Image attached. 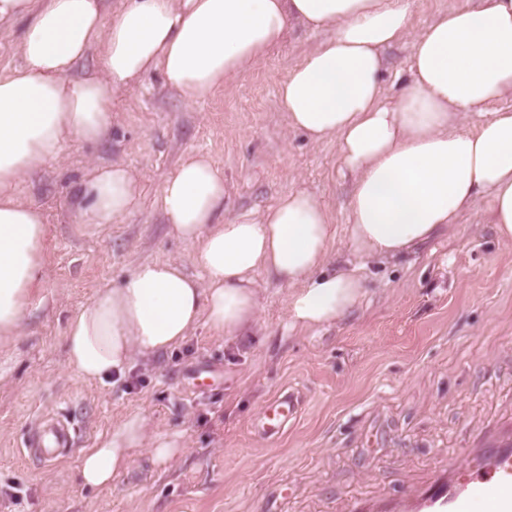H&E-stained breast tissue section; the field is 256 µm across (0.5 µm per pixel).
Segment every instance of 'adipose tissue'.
Wrapping results in <instances>:
<instances>
[{
  "instance_id": "adipose-tissue-1",
  "label": "adipose tissue",
  "mask_w": 512,
  "mask_h": 512,
  "mask_svg": "<svg viewBox=\"0 0 512 512\" xmlns=\"http://www.w3.org/2000/svg\"><path fill=\"white\" fill-rule=\"evenodd\" d=\"M20 23L22 62L0 75V339L17 335L39 295L46 228L15 195L19 179L58 159L65 142H95L111 127L112 99L156 72L197 98L246 76L291 23L329 36L310 48L279 87L290 129L335 141L352 177L344 243L311 193L280 195L259 217L229 214L224 173L186 151L161 191L163 219L192 247L194 272L167 260L138 264L73 313L64 343L80 378L104 382L140 356L169 350L206 324L243 336L257 321L258 273L287 285L290 328L343 320L368 292L362 260L412 254L451 229L480 196L486 221L512 242V0H478L439 12L412 31L409 0H0V21ZM410 40L409 78L394 102L383 95V50ZM99 51L101 65L71 78ZM141 184L122 164L95 167L76 198L77 221H118ZM166 467L181 434L150 433L132 415L99 435L78 459L84 486L109 487L135 450Z\"/></svg>"
}]
</instances>
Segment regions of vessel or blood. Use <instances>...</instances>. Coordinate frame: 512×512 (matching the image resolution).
I'll list each match as a JSON object with an SVG mask.
<instances>
[{
    "label": "vessel or blood",
    "mask_w": 512,
    "mask_h": 512,
    "mask_svg": "<svg viewBox=\"0 0 512 512\" xmlns=\"http://www.w3.org/2000/svg\"><path fill=\"white\" fill-rule=\"evenodd\" d=\"M299 393L276 395L265 402L254 428L266 439L280 438L300 416ZM75 444L67 415L54 413L43 427L29 431L28 455L43 465L70 453ZM480 459L465 468L448 466L420 492L376 504L352 502L348 512H512V422L475 442Z\"/></svg>",
    "instance_id": "obj_1"
}]
</instances>
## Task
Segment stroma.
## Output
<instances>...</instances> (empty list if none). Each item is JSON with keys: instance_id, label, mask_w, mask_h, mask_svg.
<instances>
[{"instance_id": "obj_1", "label": "stroma", "mask_w": 512, "mask_h": 512, "mask_svg": "<svg viewBox=\"0 0 512 512\" xmlns=\"http://www.w3.org/2000/svg\"><path fill=\"white\" fill-rule=\"evenodd\" d=\"M320 33L288 31L244 78L189 100L151 73L118 93L96 142L67 143L25 177L19 199L42 213L43 303L18 336L0 341V512H346L427 482L447 462L465 467L476 434L512 418V242L486 224L478 198L452 234L407 258L368 264L369 294L345 321L287 326V286L258 275L257 333L243 340L199 326L166 353L136 358L123 376L90 384L66 362L69 316L103 287L151 260L190 262L161 212V190L184 151L224 172L225 206L254 216L300 188L344 226L349 184L335 142L287 128L278 87ZM119 162L141 180L137 207L84 228L74 201L94 166ZM208 386L190 394L184 379ZM299 390L301 415L281 439L252 429L261 406ZM69 414L77 450L40 468L22 453L43 412ZM158 434H182L176 465L140 449L110 487L81 483L77 452L133 414Z\"/></svg>"}]
</instances>
